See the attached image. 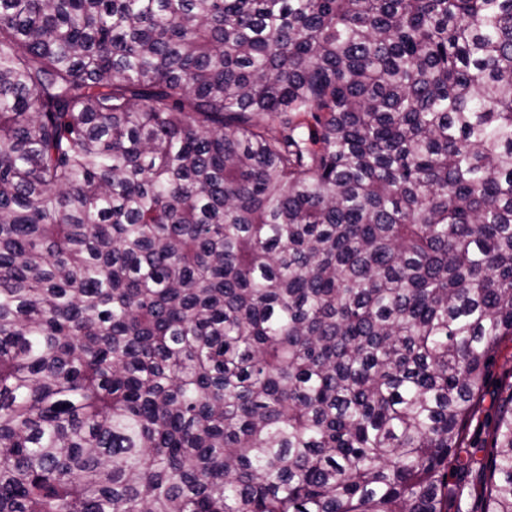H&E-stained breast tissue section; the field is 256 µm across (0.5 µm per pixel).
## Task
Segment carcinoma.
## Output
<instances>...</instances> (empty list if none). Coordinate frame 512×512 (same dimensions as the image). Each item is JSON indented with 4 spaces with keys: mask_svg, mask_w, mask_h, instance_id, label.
<instances>
[{
    "mask_svg": "<svg viewBox=\"0 0 512 512\" xmlns=\"http://www.w3.org/2000/svg\"><path fill=\"white\" fill-rule=\"evenodd\" d=\"M506 340L512 0H0V512H448Z\"/></svg>",
    "mask_w": 512,
    "mask_h": 512,
    "instance_id": "carcinoma-1",
    "label": "carcinoma"
}]
</instances>
